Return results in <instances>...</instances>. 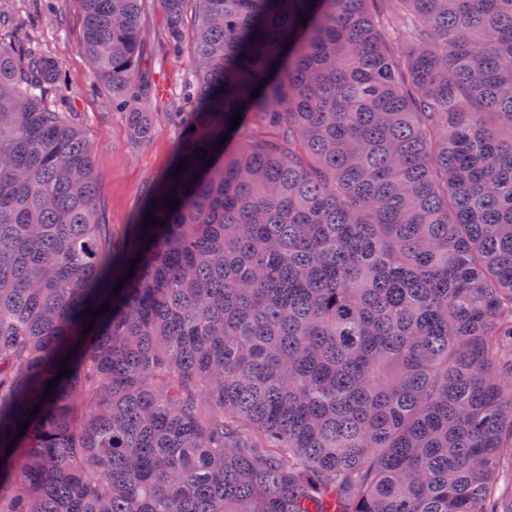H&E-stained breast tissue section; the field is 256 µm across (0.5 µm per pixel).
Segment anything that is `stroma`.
<instances>
[{
  "instance_id": "1",
  "label": "stroma",
  "mask_w": 512,
  "mask_h": 512,
  "mask_svg": "<svg viewBox=\"0 0 512 512\" xmlns=\"http://www.w3.org/2000/svg\"><path fill=\"white\" fill-rule=\"evenodd\" d=\"M47 5L56 21L46 18ZM0 12L21 23L33 49L61 66L64 86L52 101L59 111L73 114L94 145L104 196L101 222L111 225L114 238H128L136 215L172 162L179 132L165 115L183 107L184 84L196 70L191 50L186 46L177 53L169 50L157 0H143L142 66L150 80L165 85L166 91L151 101L154 128L149 141L139 143L130 136L124 112L109 107V90L94 78L91 62L80 48L82 16L71 0H0Z\"/></svg>"
}]
</instances>
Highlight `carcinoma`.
<instances>
[{"label": "carcinoma", "instance_id": "obj_1", "mask_svg": "<svg viewBox=\"0 0 512 512\" xmlns=\"http://www.w3.org/2000/svg\"><path fill=\"white\" fill-rule=\"evenodd\" d=\"M142 2L73 0L140 142ZM186 2L123 243L58 63L0 44V512H512V0Z\"/></svg>", "mask_w": 512, "mask_h": 512}]
</instances>
